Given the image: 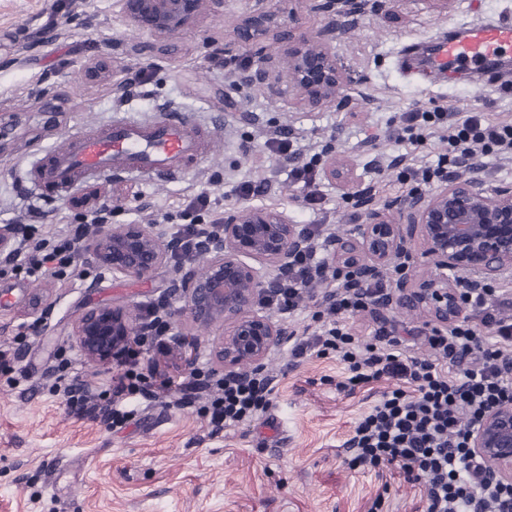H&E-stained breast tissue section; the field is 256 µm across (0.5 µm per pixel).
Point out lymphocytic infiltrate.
<instances>
[{
	"label": "lymphocytic infiltrate",
	"instance_id": "lymphocytic-infiltrate-1",
	"mask_svg": "<svg viewBox=\"0 0 512 512\" xmlns=\"http://www.w3.org/2000/svg\"><path fill=\"white\" fill-rule=\"evenodd\" d=\"M401 124L409 140H422L430 130L446 132L448 140L447 153L433 164L404 169L407 182L427 183L459 174L465 161L478 154H512V124L491 120L481 112L466 113L452 122L444 110L413 109L402 113ZM267 147L292 160V177L307 188V200L316 201L320 192L313 165L297 164L301 151L289 134L268 140ZM210 204L205 193L187 203V222L172 238L176 259L190 261L198 255L202 227L195 217ZM106 221L105 212L93 213L91 220L69 225L66 236L50 247L33 243L32 226L21 225L22 246L9 262L29 274L51 268L67 271L90 224ZM329 277L325 258L308 250L269 284L264 302L278 313L294 312L303 292L326 283ZM384 291L380 281L368 287L352 281L337 286L325 311L312 314L315 328L294 339L292 357L300 359L312 352L336 354L344 367L338 387L350 393L383 379L394 381V388L383 392L355 424L345 446L356 464L397 468L408 481L422 484L421 512H512V483L492 475L474 455L465 431L466 425L477 423L491 409L512 403V378L504 375L502 365L503 353L512 351V318L503 314L504 308L512 306V297L492 286L469 293L467 316L452 331L431 328L425 340L432 355L419 359L408 355L404 339L387 320H379L365 340L347 326L348 315L368 309ZM207 390L213 393L208 423L218 432L268 411L275 387L272 376L257 371L225 375L214 386L196 371L182 384L180 401L191 404L198 393ZM67 394L71 406L90 416L101 415L116 426L134 416V398L148 403L160 398L133 367L115 378L106 404L91 402L78 384L69 386Z\"/></svg>",
	"mask_w": 512,
	"mask_h": 512
}]
</instances>
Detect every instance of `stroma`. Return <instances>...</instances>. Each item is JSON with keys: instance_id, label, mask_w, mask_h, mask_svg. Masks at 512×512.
Segmentation results:
<instances>
[{"instance_id": "obj_1", "label": "stroma", "mask_w": 512, "mask_h": 512, "mask_svg": "<svg viewBox=\"0 0 512 512\" xmlns=\"http://www.w3.org/2000/svg\"><path fill=\"white\" fill-rule=\"evenodd\" d=\"M254 4L223 0L194 27L161 40L128 26L114 0H67L69 28L45 40L40 29L57 0H0V225L26 223L37 205L42 236L51 240L85 210L102 208L113 223L155 224L169 235L187 202L206 192L216 217L245 205L273 206L292 223L348 234L363 222L345 202L353 187L372 189L382 203L399 199L408 190L390 161L403 154L420 168L448 148L436 136L419 145L399 141L402 112L422 105L452 119L473 111L512 123V88L413 81L396 66L405 47H426L463 19L512 13V0H387L337 37L336 52L354 83L341 92L344 106L319 111L299 108L291 90L273 97L239 84L238 67L256 61L255 49H235L231 67L212 63V51ZM133 44L139 54H130ZM138 66L151 67L150 83L130 96L115 93L114 83ZM169 109L186 113L205 144L177 179L116 175L79 181L42 202L25 194L33 162L65 137L118 119L150 123ZM284 129L320 154L323 198L316 203H305L289 163L265 145ZM335 158L346 167L333 178L327 170ZM243 180L263 193L237 197ZM177 266L169 259L146 279L113 277L82 257L62 278L0 270V351L10 353L9 370H0V512H368L380 492L383 512H413L421 484L350 465L345 446L390 382L339 390L343 368L332 354L295 359L284 348L272 355L266 368L276 388L268 414L215 434L201 404L176 400L188 368L222 376L212 351L224 329L185 317L166 350H137L139 371L164 390L163 399L140 404L117 428L66 404L64 386L80 383L96 394L121 371L83 357L73 338L82 313L112 304L141 315L162 296L176 308L168 288ZM183 336L195 341L190 364ZM273 418L284 435L268 433Z\"/></svg>"}]
</instances>
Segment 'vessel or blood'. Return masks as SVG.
<instances>
[{
	"instance_id": "vessel-or-blood-1",
	"label": "vessel or blood",
	"mask_w": 512,
	"mask_h": 512,
	"mask_svg": "<svg viewBox=\"0 0 512 512\" xmlns=\"http://www.w3.org/2000/svg\"><path fill=\"white\" fill-rule=\"evenodd\" d=\"M512 63V18L464 21L438 37L432 46L427 78L464 77L470 83L497 79ZM199 153L198 136L189 118L172 112L141 125L119 121L103 132L70 140L53 150L34 171L38 187L60 193L81 178L128 176L167 181L176 178Z\"/></svg>"
}]
</instances>
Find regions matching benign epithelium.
Segmentation results:
<instances>
[{"mask_svg":"<svg viewBox=\"0 0 512 512\" xmlns=\"http://www.w3.org/2000/svg\"><path fill=\"white\" fill-rule=\"evenodd\" d=\"M310 9L328 21L312 32L287 25L280 15L256 4L234 27L224 43L235 47L268 43L288 59L274 64L264 54L239 72L242 83L270 95L283 85L295 92L297 103L310 111L333 103L353 78L336 55V37L352 28L370 0H309ZM222 0H117L125 21L160 39L183 31L220 6ZM450 177L430 192H414L391 203H375L369 190L351 196L364 223L349 235H326L323 251L336 269L361 284L389 279V290L373 309L389 314L402 309L426 314L436 327L449 330L467 312L465 289L512 280V187L488 189L478 176ZM418 239L435 267L420 279L413 273L410 247ZM310 242L303 225L271 207L245 206L224 215L221 224L205 226L201 253L209 256L202 273L179 268L170 291L184 301V311L198 324L220 323L224 336L214 351L224 372L263 369L266 360L291 338L275 318L260 310L265 278L288 269ZM172 241L152 224H104L85 243L82 255L115 277H149L167 262ZM143 333V323L119 306L87 310L73 330L84 356L109 363L131 337ZM471 448L503 481L512 482V403L487 412L470 429Z\"/></svg>","mask_w":512,"mask_h":512,"instance_id":"benign-epithelium-1","label":"benign epithelium"}]
</instances>
